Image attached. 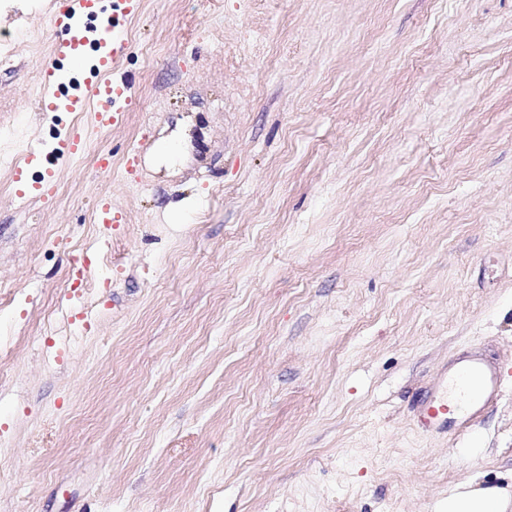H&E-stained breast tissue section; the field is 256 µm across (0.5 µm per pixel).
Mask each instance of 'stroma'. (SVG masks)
<instances>
[{
  "mask_svg": "<svg viewBox=\"0 0 512 512\" xmlns=\"http://www.w3.org/2000/svg\"><path fill=\"white\" fill-rule=\"evenodd\" d=\"M55 3L0 0V153L86 134L25 199L0 170V512L512 490V0H140L107 129L40 109ZM471 348L496 401L423 432Z\"/></svg>",
  "mask_w": 512,
  "mask_h": 512,
  "instance_id": "obj_1",
  "label": "stroma"
}]
</instances>
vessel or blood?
<instances>
[{
    "mask_svg": "<svg viewBox=\"0 0 512 512\" xmlns=\"http://www.w3.org/2000/svg\"><path fill=\"white\" fill-rule=\"evenodd\" d=\"M98 0H58L53 24L63 33L55 42L53 57L43 71L39 99L44 110L65 107L81 112L94 106L98 128H110L113 122L112 105L127 95L130 87L110 77L117 57L124 50L123 33L118 24L105 29L90 30L81 25L80 17L93 15ZM85 135L71 128L59 143L53 162L77 156L83 149ZM472 382L470 396L475 410L490 403L498 386L495 369L480 360L472 359L452 367L437 379L435 388L415 410L418 426L426 430H443L448 426V391L452 383Z\"/></svg>",
    "mask_w": 512,
    "mask_h": 512,
    "instance_id": "1",
    "label": "vessel or blood"
}]
</instances>
